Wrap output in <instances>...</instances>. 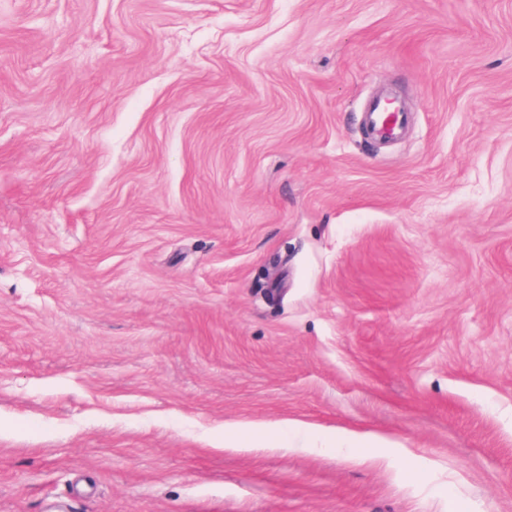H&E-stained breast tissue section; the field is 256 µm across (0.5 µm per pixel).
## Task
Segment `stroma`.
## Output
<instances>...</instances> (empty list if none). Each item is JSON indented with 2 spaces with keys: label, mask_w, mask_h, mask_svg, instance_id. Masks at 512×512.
I'll list each match as a JSON object with an SVG mask.
<instances>
[{
  "label": "stroma",
  "mask_w": 512,
  "mask_h": 512,
  "mask_svg": "<svg viewBox=\"0 0 512 512\" xmlns=\"http://www.w3.org/2000/svg\"><path fill=\"white\" fill-rule=\"evenodd\" d=\"M0 512H512V0H0ZM409 112L396 102L388 106L382 99L373 102L367 112H364V119L372 128L373 137H382L384 132L396 135L407 123Z\"/></svg>",
  "instance_id": "1"
}]
</instances>
